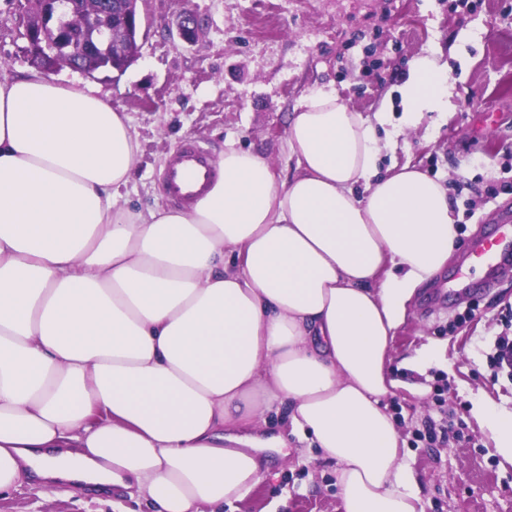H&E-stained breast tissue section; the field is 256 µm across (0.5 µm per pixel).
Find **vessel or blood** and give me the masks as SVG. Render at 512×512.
Segmentation results:
<instances>
[{
  "label": "vessel or blood",
  "mask_w": 512,
  "mask_h": 512,
  "mask_svg": "<svg viewBox=\"0 0 512 512\" xmlns=\"http://www.w3.org/2000/svg\"><path fill=\"white\" fill-rule=\"evenodd\" d=\"M213 175L212 155L197 142H186L166 168V192L174 202L191 206L206 194ZM465 261L483 268L485 276L478 284L485 288L490 287L497 277L511 274L512 215H505L491 234L476 240L467 252ZM478 284L457 273L443 280L430 299L435 302L451 296H463Z\"/></svg>",
  "instance_id": "vessel-or-blood-1"
}]
</instances>
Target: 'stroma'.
Returning <instances> with one entry per match:
<instances>
[{
    "label": "stroma",
    "mask_w": 512,
    "mask_h": 512,
    "mask_svg": "<svg viewBox=\"0 0 512 512\" xmlns=\"http://www.w3.org/2000/svg\"><path fill=\"white\" fill-rule=\"evenodd\" d=\"M202 23L195 46L174 30L183 6ZM139 0V58L123 74L85 79L69 67L53 81H89L128 113L142 156L126 191L130 204H169L161 177L189 140L212 154L225 143L261 154L280 178L292 171L283 150L287 115L307 94L335 90L357 111L390 109L378 127L377 167L412 162L448 188L469 247L512 211V0ZM19 0H0V80L30 71L22 52ZM431 51L446 63L454 94L444 112L424 113L414 129L391 132L402 118L400 89L410 60ZM435 282L418 288L398 329L390 371L403 381L391 409L407 443L426 512H512V465L496 454L478 414L512 412V380L495 375L486 352L512 336V274L473 296L426 307ZM454 412L460 437L415 443ZM57 512H152L150 504L91 489L63 487ZM331 466L306 444L288 455L257 490L224 512H337Z\"/></svg>",
    "instance_id": "stroma-1"
}]
</instances>
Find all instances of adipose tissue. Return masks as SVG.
<instances>
[{"label": "adipose tissue", "mask_w": 512, "mask_h": 512, "mask_svg": "<svg viewBox=\"0 0 512 512\" xmlns=\"http://www.w3.org/2000/svg\"><path fill=\"white\" fill-rule=\"evenodd\" d=\"M451 89L415 56L406 126ZM387 120L313 92L288 117V179L229 142L193 206L143 210L120 195L127 113L79 82L0 81V496L84 483L222 512L294 436L343 512H425L388 364L458 229L442 180L378 175Z\"/></svg>", "instance_id": "adipose-tissue-1"}]
</instances>
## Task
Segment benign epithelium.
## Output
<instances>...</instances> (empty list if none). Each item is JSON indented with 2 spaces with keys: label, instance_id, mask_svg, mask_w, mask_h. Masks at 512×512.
I'll list each match as a JSON object with an SVG mask.
<instances>
[{
  "label": "benign epithelium",
  "instance_id": "7a95c632",
  "mask_svg": "<svg viewBox=\"0 0 512 512\" xmlns=\"http://www.w3.org/2000/svg\"><path fill=\"white\" fill-rule=\"evenodd\" d=\"M124 13L128 24L118 28L106 19L98 18V3L94 0H31L25 25L26 45L23 51L29 63L45 74L56 71L59 63L53 50L58 34L67 31L69 19L85 14L95 30V44L82 39H72L70 54L85 59L86 65L80 72L88 77H95L104 65L95 61V47L105 50L108 55L119 54L128 59L137 60L138 39L140 34L138 18V0H125ZM179 39L190 46L197 45L198 26L194 13L184 10L177 21Z\"/></svg>",
  "mask_w": 512,
  "mask_h": 512
}]
</instances>
